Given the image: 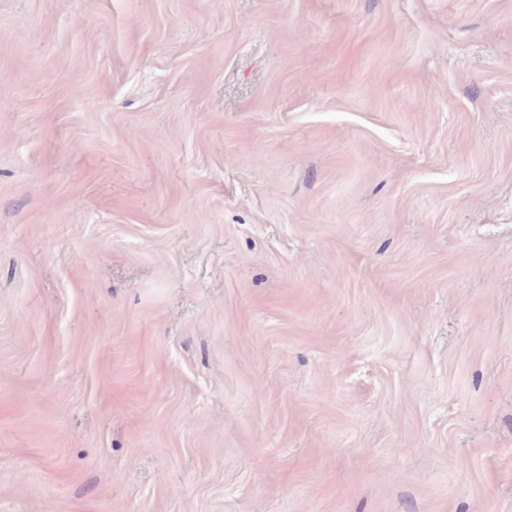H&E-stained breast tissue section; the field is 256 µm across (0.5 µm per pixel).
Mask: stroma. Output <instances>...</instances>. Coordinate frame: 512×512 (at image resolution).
<instances>
[{"label":"stroma","mask_w":512,"mask_h":512,"mask_svg":"<svg viewBox=\"0 0 512 512\" xmlns=\"http://www.w3.org/2000/svg\"><path fill=\"white\" fill-rule=\"evenodd\" d=\"M0 512H512V0H0Z\"/></svg>","instance_id":"obj_1"}]
</instances>
